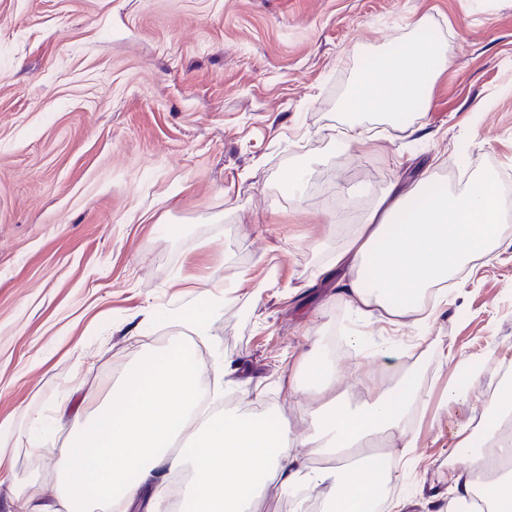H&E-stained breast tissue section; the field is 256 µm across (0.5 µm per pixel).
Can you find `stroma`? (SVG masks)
<instances>
[{"instance_id": "stroma-1", "label": "stroma", "mask_w": 512, "mask_h": 512, "mask_svg": "<svg viewBox=\"0 0 512 512\" xmlns=\"http://www.w3.org/2000/svg\"><path fill=\"white\" fill-rule=\"evenodd\" d=\"M418 18L449 59L427 111L361 117L348 140L342 97ZM425 171L453 194L512 173V0H0V512L34 478L55 496L56 448L144 351L182 345L224 407L274 412L299 437L321 398L289 390L285 357L350 330L399 360L335 351L342 401L404 374L431 392L415 463L387 440V496L444 512L451 475L477 467L455 443L512 383V247L450 288L421 354L412 324L362 323L335 282L311 281L376 196ZM240 272L206 339L175 320ZM459 381L467 399L440 405ZM56 406L68 421L31 455L32 419Z\"/></svg>"}]
</instances>
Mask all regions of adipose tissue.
I'll return each instance as SVG.
<instances>
[{"instance_id": "1", "label": "adipose tissue", "mask_w": 512, "mask_h": 512, "mask_svg": "<svg viewBox=\"0 0 512 512\" xmlns=\"http://www.w3.org/2000/svg\"><path fill=\"white\" fill-rule=\"evenodd\" d=\"M448 63L438 41L419 36L389 43L370 57L342 110L406 121L426 111L432 85ZM506 243L512 244V225L505 223L491 183L479 181L453 195L424 177L383 191L317 273L328 278L342 271L339 292L363 321L398 324L409 318L424 332L449 282L478 260H492ZM298 364L290 387L308 379L322 402L313 413V432L294 440L286 420L263 411L209 413L201 368L183 347L144 352L108 408L59 449L56 502L34 489L15 495L9 512H90L96 504L130 512L142 501L165 496L170 476L186 469L198 476L186 512H266L260 490L270 480L294 501L295 512H306L311 494L320 490L324 512H367L385 478L379 459L365 456L362 475L354 479L332 457L384 431L399 433L404 456H413L415 439L404 424L428 394L412 382L393 390L375 386L367 405L353 410L336 396L338 369L322 346ZM511 415L512 387L506 385L490 401L478 432L455 446V455L484 460V447Z\"/></svg>"}]
</instances>
